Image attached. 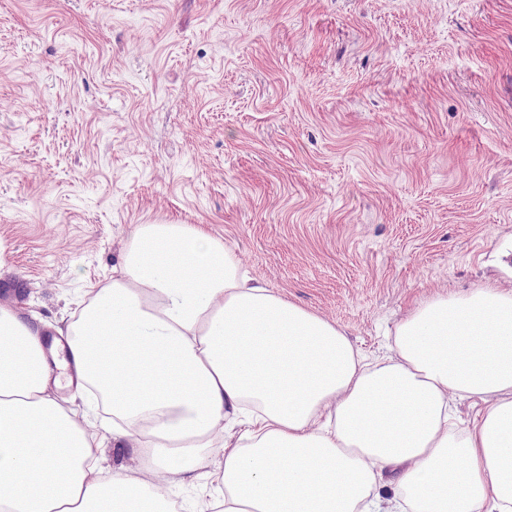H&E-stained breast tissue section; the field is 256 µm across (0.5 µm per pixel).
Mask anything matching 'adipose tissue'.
<instances>
[{
	"instance_id": "obj_1",
	"label": "adipose tissue",
	"mask_w": 512,
	"mask_h": 512,
	"mask_svg": "<svg viewBox=\"0 0 512 512\" xmlns=\"http://www.w3.org/2000/svg\"><path fill=\"white\" fill-rule=\"evenodd\" d=\"M66 342L51 361L43 330L0 306V512H512V294L497 286L421 302L371 365L203 228L141 224ZM63 384L111 415L149 480L102 467L49 394ZM453 395L485 402L461 433Z\"/></svg>"
}]
</instances>
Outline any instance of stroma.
<instances>
[{
    "label": "stroma",
    "mask_w": 512,
    "mask_h": 512,
    "mask_svg": "<svg viewBox=\"0 0 512 512\" xmlns=\"http://www.w3.org/2000/svg\"><path fill=\"white\" fill-rule=\"evenodd\" d=\"M0 302L65 326L204 226L366 361L512 293V0H0Z\"/></svg>",
    "instance_id": "obj_1"
}]
</instances>
